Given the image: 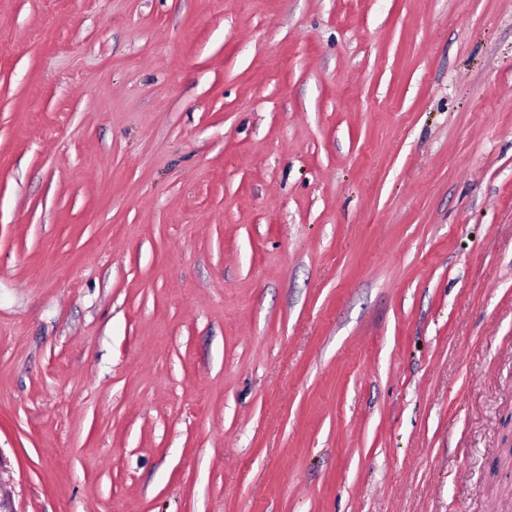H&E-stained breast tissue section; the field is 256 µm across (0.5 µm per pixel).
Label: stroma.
Masks as SVG:
<instances>
[{"mask_svg":"<svg viewBox=\"0 0 512 512\" xmlns=\"http://www.w3.org/2000/svg\"><path fill=\"white\" fill-rule=\"evenodd\" d=\"M15 512H512V0H0Z\"/></svg>","mask_w":512,"mask_h":512,"instance_id":"1","label":"stroma"}]
</instances>
